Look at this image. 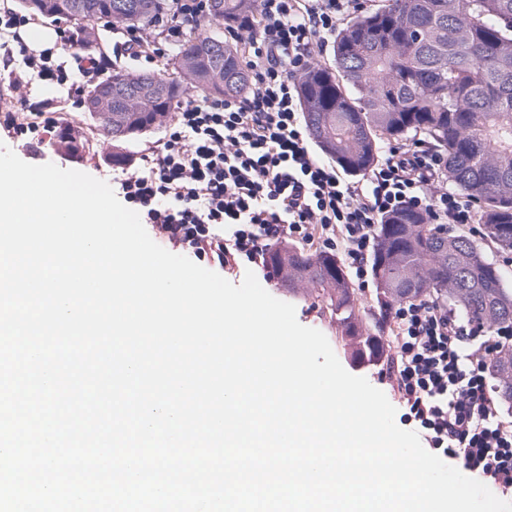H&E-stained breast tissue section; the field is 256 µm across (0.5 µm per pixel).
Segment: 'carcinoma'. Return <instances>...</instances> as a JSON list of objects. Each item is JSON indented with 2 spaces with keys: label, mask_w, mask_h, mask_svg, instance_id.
<instances>
[{
  "label": "carcinoma",
  "mask_w": 512,
  "mask_h": 512,
  "mask_svg": "<svg viewBox=\"0 0 512 512\" xmlns=\"http://www.w3.org/2000/svg\"><path fill=\"white\" fill-rule=\"evenodd\" d=\"M162 0H18L32 15L91 23L108 16L129 25L147 21ZM256 0H212L213 20L238 24ZM332 64L315 63L298 83L304 122L322 152L346 175L363 176L380 144L422 135L448 161L447 176L479 201L483 238L512 250V0H384L336 32ZM177 69L195 87L224 98L243 94L249 74L239 50L207 33L190 36ZM123 87L112 96L95 87L83 108L100 117L115 147L161 126L182 95L166 72L112 71ZM336 325V345L351 359H373L370 339L383 306L441 295L488 325L512 323V285L480 242L435 230L405 210L378 227L372 261L374 309L360 315L356 289L337 257L294 246L271 252ZM500 395L512 401V363L497 370Z\"/></svg>",
  "instance_id": "carcinoma-1"
}]
</instances>
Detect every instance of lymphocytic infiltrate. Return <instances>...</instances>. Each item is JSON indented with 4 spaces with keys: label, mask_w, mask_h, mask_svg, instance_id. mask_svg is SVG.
<instances>
[{
    "label": "lymphocytic infiltrate",
    "mask_w": 512,
    "mask_h": 512,
    "mask_svg": "<svg viewBox=\"0 0 512 512\" xmlns=\"http://www.w3.org/2000/svg\"><path fill=\"white\" fill-rule=\"evenodd\" d=\"M364 0H259L254 17L231 35L244 50V95L188 99L165 136L121 163L104 159L112 189L137 211L168 251L220 275L268 271L267 252L282 244L340 253L358 289L369 286L377 228L385 216L419 211L442 228L479 221L476 201L448 191L446 158L425 140L388 146L361 182L342 178L308 148L297 84ZM212 15L211 0H167L152 23L126 28L120 55L146 64L169 56ZM78 28L63 30L71 68L51 52L20 48L23 65L0 95V128L14 138L67 145L80 164L79 127L43 111L27 88L42 81L96 86L105 56L81 54ZM377 375L422 445L512 501V411L505 410L493 366L512 357V324L485 327L437 297L387 306L373 339Z\"/></svg>",
    "instance_id": "lymphocytic-infiltrate-1"
}]
</instances>
